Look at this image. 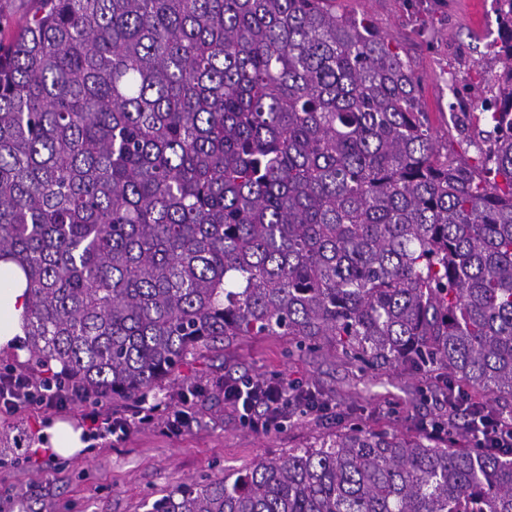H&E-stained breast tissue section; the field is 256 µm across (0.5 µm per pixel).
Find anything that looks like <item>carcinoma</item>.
<instances>
[{"label": "carcinoma", "instance_id": "cac0c4a2", "mask_svg": "<svg viewBox=\"0 0 512 512\" xmlns=\"http://www.w3.org/2000/svg\"><path fill=\"white\" fill-rule=\"evenodd\" d=\"M496 92L440 150L409 65L336 0H34L0 38V259L74 398L143 403L230 336L400 362L470 417L354 424L150 512H512V0ZM492 126L477 142L469 135ZM474 441L476 448L492 446L491 448H497L503 453L512 452V421L478 430Z\"/></svg>", "mask_w": 512, "mask_h": 512}]
</instances>
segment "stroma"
<instances>
[{
	"label": "stroma",
	"mask_w": 512,
	"mask_h": 512,
	"mask_svg": "<svg viewBox=\"0 0 512 512\" xmlns=\"http://www.w3.org/2000/svg\"><path fill=\"white\" fill-rule=\"evenodd\" d=\"M336 9L367 19L398 47L439 142L464 158L450 116L491 94L500 67L492 0H336ZM245 376L299 381L321 392L331 408L254 432L215 388ZM190 386L204 391L193 404L196 420L189 429L169 432L164 413L180 407V392ZM156 401L154 420L120 439L96 435L89 406L73 401L59 409L24 405L0 412V512H37L45 503L53 512H149L166 491L208 476L237 475L254 461L306 447L347 424L415 436L448 416L447 393L423 396L403 366L354 373L329 345L289 355L284 336H237L215 344L169 377ZM58 420L82 429L86 454L65 458L51 449L45 429Z\"/></svg>",
	"instance_id": "stroma-1"
}]
</instances>
